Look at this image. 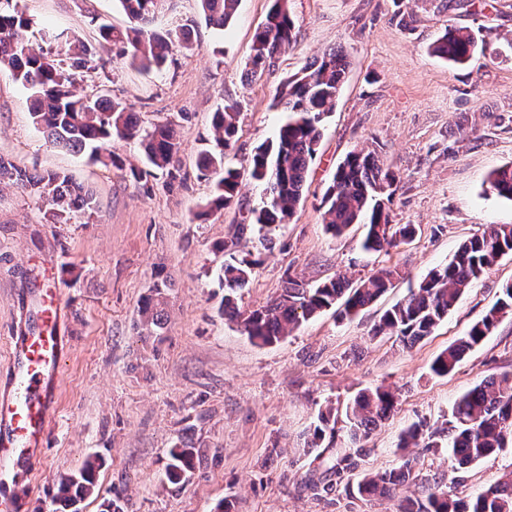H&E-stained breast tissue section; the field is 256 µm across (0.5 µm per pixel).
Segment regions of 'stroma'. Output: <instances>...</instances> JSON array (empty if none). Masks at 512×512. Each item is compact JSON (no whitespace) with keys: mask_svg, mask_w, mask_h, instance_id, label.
<instances>
[{"mask_svg":"<svg viewBox=\"0 0 512 512\" xmlns=\"http://www.w3.org/2000/svg\"><path fill=\"white\" fill-rule=\"evenodd\" d=\"M487 7L448 8V0H413L401 18L394 0H289L294 44L277 72L245 82L256 28L270 0H241L224 30L206 25L199 0H179L162 30L190 28L163 70L144 71L102 45L101 25L124 27L118 0H12L35 27L76 34L101 57L78 77L80 95H108L138 112L144 126L173 124L182 144L176 180L135 185L128 166L141 165L136 142L114 149L126 170L50 143L33 121L28 93L0 71V156L29 169L63 170L93 192L97 214L68 224L46 221L45 204L0 184V372L10 337L30 314L19 299L31 288L59 283L70 338L51 431L32 473V512H52L62 477L100 457L95 493L80 512H101L119 495L128 512H395V499L363 500L348 490L371 472L395 466L398 444L412 424L446 427L458 398L482 379L512 373V314L450 374L430 365L512 282V255L499 260L459 298L432 336L414 347L371 330L432 267L491 224H512V201L489 193L487 179L512 164V0ZM474 32L479 48L455 65L430 47L446 26ZM349 68L327 118L304 195L273 250L260 244L246 210L261 192L243 182L236 208L208 212L213 181L196 166L212 135L217 107L237 102L238 140L231 162L247 165L271 141L283 112L282 79L332 47ZM378 150L400 176L390 205L393 223L413 224L414 238L390 253L361 248L362 225L334 237L322 221V195L337 165L353 150ZM234 243L257 264L237 293L243 309L276 297L287 278L315 284L337 276L360 281L398 266L394 288L357 317L327 310L280 342L259 345L224 317V289L214 276ZM164 284V325H145L139 306ZM383 385L398 405L362 443L356 466L335 492L304 487L322 469L306 452L320 410L345 404L364 388ZM200 449L182 487L166 479L169 450ZM416 477L398 497L420 495L442 481L458 499L475 496L512 472V447L458 469L447 447H416Z\"/></svg>","mask_w":512,"mask_h":512,"instance_id":"35a3bbf8","label":"stroma"}]
</instances>
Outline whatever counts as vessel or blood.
Here are the masks:
<instances>
[{"mask_svg":"<svg viewBox=\"0 0 512 512\" xmlns=\"http://www.w3.org/2000/svg\"><path fill=\"white\" fill-rule=\"evenodd\" d=\"M30 305L36 319L11 336L12 363L0 375V512H24L20 465L45 446L69 346L59 290L37 291Z\"/></svg>","mask_w":512,"mask_h":512,"instance_id":"b4317fda","label":"vessel or blood"}]
</instances>
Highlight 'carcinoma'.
<instances>
[{
    "label": "carcinoma",
    "instance_id": "obj_1",
    "mask_svg": "<svg viewBox=\"0 0 512 512\" xmlns=\"http://www.w3.org/2000/svg\"><path fill=\"white\" fill-rule=\"evenodd\" d=\"M128 25L123 29L101 28L103 44L117 47L132 63L145 71L162 68L175 45L188 42V32L158 31L156 20L171 11L175 0H118ZM239 0H201L206 22L222 30L234 18ZM294 21L289 0H272L264 24L257 28L251 46L248 81L272 75L277 62L294 40ZM46 30H32L29 18L16 9H0V69L10 71L15 82L29 91L31 115L36 125L58 147L73 153H89L90 159L104 167L123 169L124 162L112 151L115 141L139 140L144 148L146 167L130 168V177L140 185L161 171L177 178L181 143L176 129L166 123L143 133L136 113L111 99H92L75 91L78 72L91 68L95 55L84 43L63 36L58 51H44ZM477 41L469 30L450 26L432 46V53L455 64L465 63L474 53ZM348 67L347 54L333 47L284 80L278 104L288 112L277 137L260 145L247 167L249 180L261 190V206L251 210L252 223L264 245L272 234L287 223L299 204L322 136V123L333 112ZM239 107L229 102L213 113L215 146L203 149L199 168L216 177L209 210L218 211L236 203L241 171L225 163L238 134ZM36 195L49 206L55 221L90 218L97 213L94 197L64 171H31L0 157V182ZM399 177L385 166L376 151L354 150L340 162L322 197L323 222L334 236L355 224L366 226L362 247L366 251H389L409 241L416 233L413 224H393L389 204ZM489 190L512 200V165L495 169ZM512 255V225L491 224L482 234L464 241L446 264L431 269L402 301L387 309L373 328V335L397 337L414 346L432 335L448 317L460 296L488 267ZM255 261L234 254L216 270L217 279L228 290L224 297V316L237 322L256 344H273L292 333L300 324L326 309L337 308L342 318L358 315L373 304L399 276L395 267H384L366 280L353 282L338 276L309 286L288 279L281 293L266 304L245 312L234 303L232 292L244 287ZM158 304L150 299L140 308L147 324H162ZM512 313V284L502 288L501 297L465 336L444 349L431 364L437 376L451 373L468 351L492 333L506 314ZM397 398L389 389L378 386L359 392L344 411L331 407L318 414V424L310 433L307 451L315 453L325 473L341 476L350 469L357 443L367 438L395 411ZM345 417L346 445L335 447L336 424ZM448 433V456L460 468L512 447V374L481 380L454 405L449 427L429 433L428 448L437 447L433 438ZM423 438L420 424L411 426L398 445V465L381 474L365 475L356 492L363 500L388 498L413 478L418 457L409 448ZM199 449L182 445L170 449L168 480L177 486L195 468ZM96 487V464L88 460L75 473L63 477L52 497L54 512H79L78 505ZM399 512H512V472L488 486L474 498L459 501L439 483L427 488L422 498L405 499Z\"/></svg>",
    "mask_w": 512,
    "mask_h": 512
}]
</instances>
